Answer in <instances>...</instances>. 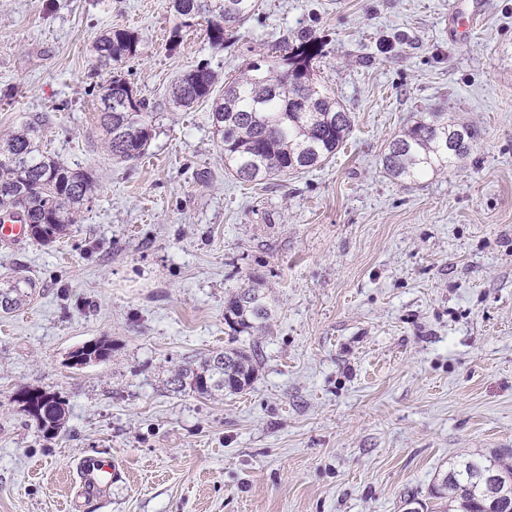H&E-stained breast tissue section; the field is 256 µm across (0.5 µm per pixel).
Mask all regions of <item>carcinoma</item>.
Here are the masks:
<instances>
[{"instance_id":"obj_1","label":"carcinoma","mask_w":512,"mask_h":512,"mask_svg":"<svg viewBox=\"0 0 512 512\" xmlns=\"http://www.w3.org/2000/svg\"><path fill=\"white\" fill-rule=\"evenodd\" d=\"M180 26L206 20L211 43L240 27L257 9V0H172ZM97 58L109 65L137 52V39L125 29L110 30L95 45ZM269 55L262 65L224 84V95L213 96L216 76L206 67L183 73L172 88L171 101L189 107L211 102L210 118L224 147V166L245 181L315 168L329 160L352 127L350 113L314 81L317 43L305 36L299 44ZM96 109L108 135L112 156L124 161L140 157L152 138L149 105L129 82L113 75L99 86ZM474 132L438 109L395 137L383 157L385 171L395 179L414 180L437 173L473 150ZM92 190V177L73 169L41 148L36 126L28 124L0 138V211L32 228V239L54 242L67 235L76 213ZM32 282L15 276L0 288V312L11 313L31 295ZM273 309L257 278L224 304V321L233 331L230 346L216 351L197 367L183 365L170 379L177 392L199 395L227 390L240 393L255 374L256 351L238 346L237 336L262 329ZM104 341L77 348L69 357L85 365L110 356ZM42 404L25 411L46 431L65 421L66 409L56 395L42 393ZM434 499L448 500L453 512H507L512 508V461L463 457L441 475L431 491Z\"/></svg>"}]
</instances>
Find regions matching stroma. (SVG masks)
<instances>
[{
    "label": "stroma",
    "instance_id": "1",
    "mask_svg": "<svg viewBox=\"0 0 512 512\" xmlns=\"http://www.w3.org/2000/svg\"><path fill=\"white\" fill-rule=\"evenodd\" d=\"M453 0H259L223 45L171 0H0V135L41 143L95 188L54 243H0V279L33 296L0 314V512H404L462 457L512 454V0L474 30ZM138 37L103 66L108 29ZM315 37L318 83L352 115L324 165L246 182L224 167L209 103L170 90L205 66L238 75ZM177 48H170L171 36ZM121 73L153 112L142 157L107 150L96 93ZM446 108L475 132L447 172L398 181L389 142ZM256 275L275 314L251 386L170 391L224 347L225 298ZM110 356L81 367L91 341ZM66 403L44 434L19 392ZM113 457L103 498L77 463ZM111 348L104 341H96L93 343L85 344L82 347L77 348L69 354V357L77 358L76 363L71 366L85 365L92 361H101L107 359L110 356Z\"/></svg>",
    "mask_w": 512,
    "mask_h": 512
}]
</instances>
